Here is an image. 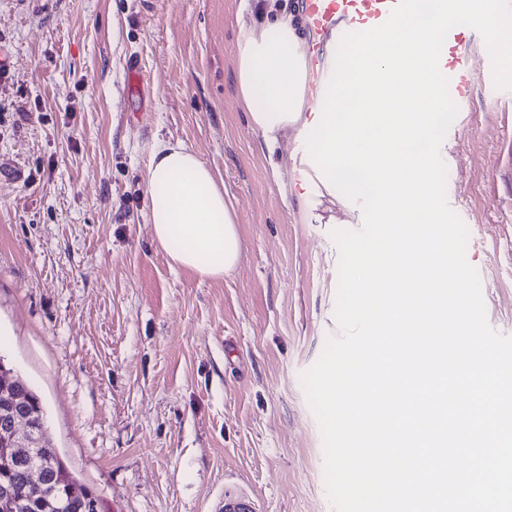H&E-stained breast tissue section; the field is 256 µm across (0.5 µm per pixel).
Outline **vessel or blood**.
Listing matches in <instances>:
<instances>
[{
    "mask_svg": "<svg viewBox=\"0 0 512 512\" xmlns=\"http://www.w3.org/2000/svg\"><path fill=\"white\" fill-rule=\"evenodd\" d=\"M397 3L398 0H302L310 111H321L332 73L328 40L337 41L346 33L383 24ZM474 34V29L467 26L451 29L440 57V69L449 79L450 95L462 112L472 111L474 89L479 80L473 61ZM212 512H255V504L247 494L228 492L214 502Z\"/></svg>",
    "mask_w": 512,
    "mask_h": 512,
    "instance_id": "obj_1",
    "label": "vessel or blood"
}]
</instances>
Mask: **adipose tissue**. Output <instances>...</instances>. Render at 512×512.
<instances>
[{"mask_svg":"<svg viewBox=\"0 0 512 512\" xmlns=\"http://www.w3.org/2000/svg\"><path fill=\"white\" fill-rule=\"evenodd\" d=\"M297 21L288 14L262 26L240 23L235 51L238 97L267 146L306 124V79ZM152 233L172 265L202 279L233 270L242 242L224 185L191 150L159 144L147 174Z\"/></svg>","mask_w":512,"mask_h":512,"instance_id":"ef3b65f1","label":"adipose tissue"}]
</instances>
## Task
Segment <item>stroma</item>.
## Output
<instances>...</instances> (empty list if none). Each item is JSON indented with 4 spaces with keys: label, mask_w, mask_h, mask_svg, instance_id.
<instances>
[{
    "label": "stroma",
    "mask_w": 512,
    "mask_h": 512,
    "mask_svg": "<svg viewBox=\"0 0 512 512\" xmlns=\"http://www.w3.org/2000/svg\"><path fill=\"white\" fill-rule=\"evenodd\" d=\"M299 0H0V357L40 397L52 444L106 512H332L301 375L319 358L338 286L335 229L360 207L300 191V136L267 149L240 107L238 19ZM150 79L138 97L127 64ZM443 152L490 325L512 334V95L477 83ZM224 183L236 268L171 266L149 224L159 143ZM213 512H255L253 499L239 492H226L213 504Z\"/></svg>",
    "instance_id": "stroma-1"
}]
</instances>
